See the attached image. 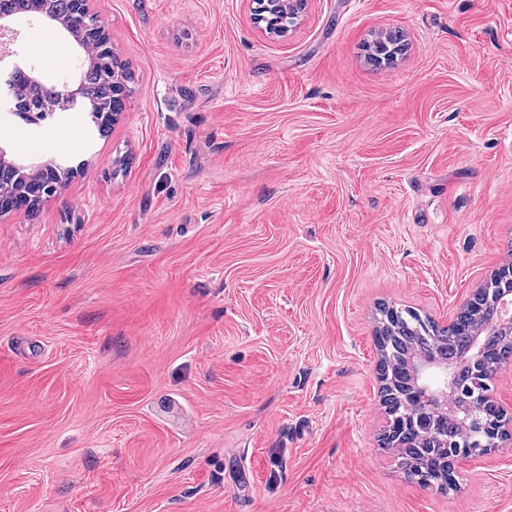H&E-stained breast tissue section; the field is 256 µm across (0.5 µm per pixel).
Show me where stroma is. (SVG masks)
Here are the masks:
<instances>
[{
  "instance_id": "stroma-1",
  "label": "stroma",
  "mask_w": 512,
  "mask_h": 512,
  "mask_svg": "<svg viewBox=\"0 0 512 512\" xmlns=\"http://www.w3.org/2000/svg\"><path fill=\"white\" fill-rule=\"evenodd\" d=\"M253 8L94 0L118 122L0 115L84 164L0 218V512H512V447L449 495L382 448L373 340L380 305L443 324L512 265V0H307L284 38Z\"/></svg>"
}]
</instances>
